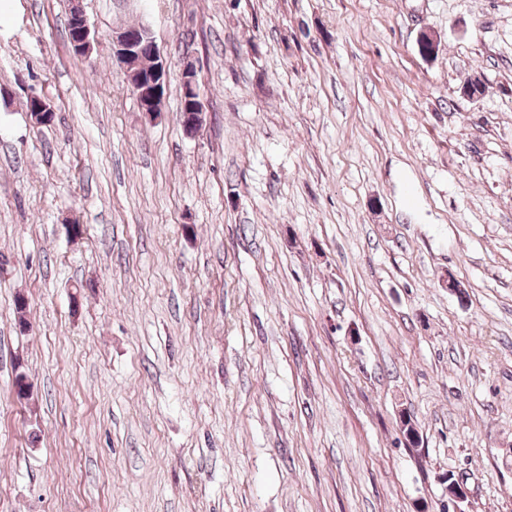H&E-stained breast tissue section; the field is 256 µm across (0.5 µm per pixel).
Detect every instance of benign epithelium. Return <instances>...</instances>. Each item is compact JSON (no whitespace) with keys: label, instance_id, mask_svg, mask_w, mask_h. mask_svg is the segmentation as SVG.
Here are the masks:
<instances>
[{"label":"benign epithelium","instance_id":"obj_1","mask_svg":"<svg viewBox=\"0 0 512 512\" xmlns=\"http://www.w3.org/2000/svg\"><path fill=\"white\" fill-rule=\"evenodd\" d=\"M69 43L72 49L86 55L91 49L90 27L87 18L79 4H74L70 18ZM114 56L125 69H130L136 60L146 56L153 58L152 66L141 71L136 79L130 81L133 94L136 96L141 110L148 115L157 112L156 103L163 99L164 90L170 78V71L166 61L161 58L155 41L148 29L138 27L126 28L116 38ZM181 85L183 93L188 95L187 125L199 127L203 122V104L199 89V71L190 59L184 61L181 71ZM29 112L35 117H43L45 121L53 120L54 113L47 102L40 96L28 99ZM466 499L464 487L453 480L448 484V501L453 505L454 512H464L460 503Z\"/></svg>","mask_w":512,"mask_h":512}]
</instances>
